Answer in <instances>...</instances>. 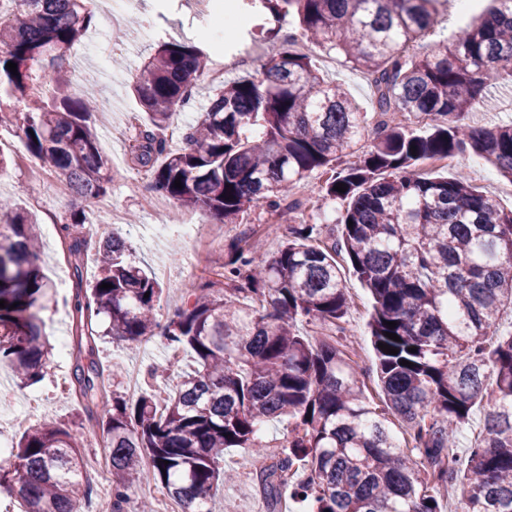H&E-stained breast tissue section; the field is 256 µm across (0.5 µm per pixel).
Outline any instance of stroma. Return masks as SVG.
<instances>
[{"label":"stroma","mask_w":512,"mask_h":512,"mask_svg":"<svg viewBox=\"0 0 512 512\" xmlns=\"http://www.w3.org/2000/svg\"><path fill=\"white\" fill-rule=\"evenodd\" d=\"M229 11L240 14L241 0H214L212 10L206 13L198 12L191 0H135L128 18L112 26L97 25L87 32V39L96 40L105 49V58L82 56L80 48L76 47L62 72L74 90L94 89L101 107L110 110V124L98 126L101 134L99 149L105 158L120 156L124 162L115 167L105 198L124 218V224L117 232L128 244L131 261L159 273L163 288L160 304L164 307L182 302L186 284L199 279L203 267L223 264L227 242L243 236L262 239L264 246L255 256L256 261L261 262L278 249L289 226L298 221L297 214L285 210L275 214L258 207L239 222L223 225L221 243L206 247L192 245L176 230L163 239L141 231L142 226L151 224L152 216L140 207L131 178L132 171L139 167L132 142L138 139L146 125L131 92L132 76L163 40L192 43L215 51L217 46L211 34L221 28L224 15ZM143 24L150 25L153 30L152 37L145 41L137 37ZM303 51L312 57L325 79L343 84L365 112L368 123L377 121L378 116L373 110L374 90L361 72L347 68L341 57L322 47L308 43ZM469 122L476 127L512 123V80L503 79L491 88L487 103L470 113ZM113 124L127 125L125 140L109 137V127ZM436 172L442 176L464 178L478 190L494 196L504 208H512V182L482 158L474 155L457 158L437 167ZM35 195L43 201L36 211L40 224L64 221L78 210L85 212L90 224L105 221L104 213L97 208L94 199H81L73 194L57 195L51 185L31 179L17 155L9 154L6 167L0 168V196L26 208ZM41 259L44 274L56 284L65 282L66 287L53 289L41 312L46 336L53 347L42 378L31 387L19 386L9 364L0 362V384L8 390L0 400L5 407V415L0 418V467H11L13 459L9 450L16 447L22 431L29 425L44 419L56 420L66 427L79 425L84 431L83 478L90 483L94 498L108 499L112 496L111 474L109 469L99 466L107 456L105 442L98 427L87 420L83 403L60 389L73 366L72 358H61L56 349L59 339L70 341L75 337L73 317L77 288L72 268L60 243L48 238L42 241ZM340 267L351 298L346 325L356 347V358L365 369L362 378L364 394L371 404L377 405L381 402V391L374 373L376 356L367 328L371 296L354 276L348 262H341ZM93 328L96 332L93 358L100 366L118 364L124 375L134 371L142 376L148 368L165 366L169 359L170 352L162 337L155 336L129 346L105 336L104 321H96ZM124 375L115 379L113 391L126 393ZM32 392L42 397V403L35 411L28 410L23 404ZM266 463V458L255 456L244 448L225 450L224 466L234 470L237 479L225 485L211 500V512H267L257 482V473Z\"/></svg>","instance_id":"obj_1"}]
</instances>
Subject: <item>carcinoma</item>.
<instances>
[{"label":"carcinoma","mask_w":512,"mask_h":512,"mask_svg":"<svg viewBox=\"0 0 512 512\" xmlns=\"http://www.w3.org/2000/svg\"><path fill=\"white\" fill-rule=\"evenodd\" d=\"M434 2L243 0L273 18L275 26L261 30L278 51L262 77L217 88L177 151L159 132L209 55L166 41L140 66L132 91L149 129L136 159L157 193L232 224L260 205L300 208L291 191L317 171L321 200H339L344 210L338 226L292 225L262 265L254 264V240H232L224 264L187 285V300L164 320L158 280L128 260L124 239L100 238L97 273L77 304L87 318L79 329L93 335L92 320L102 316L112 339L159 334L196 364L178 374L162 408L147 391L136 399L114 392L101 415H88L109 452L112 512H123L129 489L145 479L183 512H210L200 505L230 478L224 450L264 456L262 425L281 416L288 418L282 452L258 473L269 507L288 488L310 512H441L436 493L451 479L460 483L464 512H512V331L499 328L501 313L512 310V208L462 178L422 171L434 158L473 154L512 182V125L467 123L487 88L512 77V0H494L451 41L410 54L409 44L434 32ZM288 20L300 37L368 76L375 125L280 35ZM94 26L87 0H20L0 13V97L25 101L22 112L0 106V124L15 127L29 154L80 198L103 195L112 182L93 122L97 102L61 79L68 52ZM398 114L427 117L425 130ZM338 183L346 191L334 190ZM85 223L82 212L63 223L79 281ZM35 224L0 197V360L22 386L40 379L49 354L38 311L54 285L41 273ZM341 253L373 299L368 326L381 407L366 401L363 369L348 351ZM300 322L334 334L314 341L299 333ZM69 383L84 397L99 393L100 366L76 364ZM477 405L487 407L485 434L462 463L457 435ZM396 421L410 444L393 433ZM79 443L78 433L50 421L27 428L11 469L0 471V492L18 499L22 512H83Z\"/></svg>","instance_id":"1"}]
</instances>
